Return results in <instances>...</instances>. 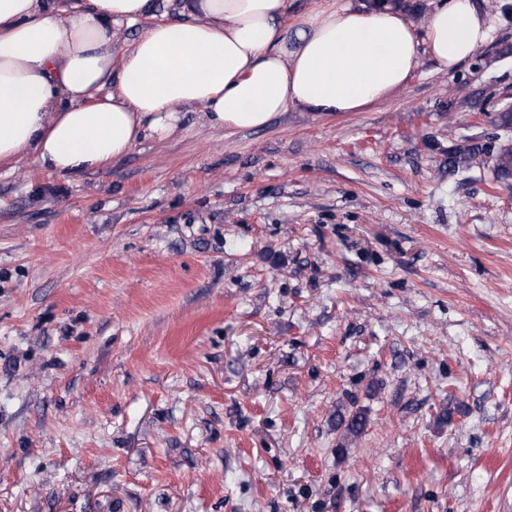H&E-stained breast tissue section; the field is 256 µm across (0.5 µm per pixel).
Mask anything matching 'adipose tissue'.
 Segmentation results:
<instances>
[{"label":"adipose tissue","mask_w":512,"mask_h":512,"mask_svg":"<svg viewBox=\"0 0 512 512\" xmlns=\"http://www.w3.org/2000/svg\"><path fill=\"white\" fill-rule=\"evenodd\" d=\"M0 0V165L108 166L188 113L257 130L288 108L358 112L401 90L428 50L455 71L494 38L475 0H442L417 37L403 10L323 0L296 29L288 0Z\"/></svg>","instance_id":"1"}]
</instances>
